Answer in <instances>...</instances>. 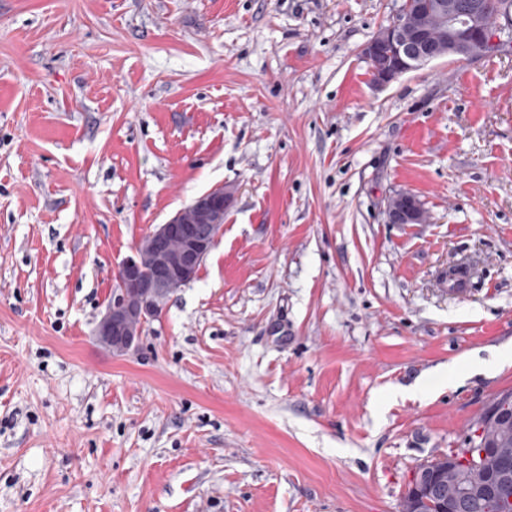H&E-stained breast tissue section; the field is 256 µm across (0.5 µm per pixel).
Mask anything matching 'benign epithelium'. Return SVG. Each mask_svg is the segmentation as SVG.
I'll list each match as a JSON object with an SVG mask.
<instances>
[{"label":"benign epithelium","mask_w":512,"mask_h":512,"mask_svg":"<svg viewBox=\"0 0 512 512\" xmlns=\"http://www.w3.org/2000/svg\"><path fill=\"white\" fill-rule=\"evenodd\" d=\"M413 0L402 4L389 25L381 28L365 45L371 78L387 85L403 74L447 55L466 57L499 49L508 26L493 30L481 21L478 0H441L435 12L443 23L441 37L429 38L423 31L407 27ZM233 191L216 187L176 212L140 241L131 256L117 267L120 290L115 294L96 327L100 345L127 353L135 348L150 310L133 303L138 295L162 299L188 284L199 264L217 242L213 229L223 230L224 210ZM386 215L392 224H414L422 215L421 204L408 194L388 200ZM512 428V392L495 399L472 427L470 444L449 455H440L417 466L410 479L400 512H459L462 502L442 492L446 484L471 490L493 512H512V448L502 433Z\"/></svg>","instance_id":"obj_1"}]
</instances>
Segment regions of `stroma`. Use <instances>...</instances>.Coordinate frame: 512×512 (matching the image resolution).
Wrapping results in <instances>:
<instances>
[{
    "label": "stroma",
    "instance_id": "35a3bbf8",
    "mask_svg": "<svg viewBox=\"0 0 512 512\" xmlns=\"http://www.w3.org/2000/svg\"><path fill=\"white\" fill-rule=\"evenodd\" d=\"M399 6L0 0V512H399L512 391V47L377 86ZM219 184L112 354L118 263ZM232 199L233 191L226 186L202 194L164 224L157 225L147 240H141L133 254L118 264L115 290L121 288L97 324L100 345L122 354L135 348L141 328L151 315L133 299L138 295L168 297L195 277L199 264L223 230L224 210ZM189 216L192 222H188ZM214 228H218L216 235ZM137 325L139 330L134 332ZM385 211L392 224H415L422 215L421 204L408 194L397 195L388 200Z\"/></svg>",
    "mask_w": 512,
    "mask_h": 512
}]
</instances>
